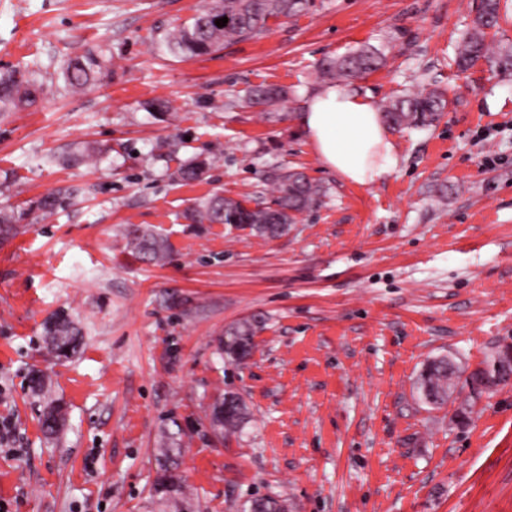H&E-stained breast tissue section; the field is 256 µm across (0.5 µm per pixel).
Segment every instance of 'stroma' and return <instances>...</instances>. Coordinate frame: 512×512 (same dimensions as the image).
<instances>
[{
  "label": "stroma",
  "instance_id": "obj_1",
  "mask_svg": "<svg viewBox=\"0 0 512 512\" xmlns=\"http://www.w3.org/2000/svg\"><path fill=\"white\" fill-rule=\"evenodd\" d=\"M252 38L203 58L174 57L167 33L200 0H0V70L40 65L36 107L0 117V204L23 212L0 240V512H159L154 448L179 428L189 512H240L278 494L288 512H512V383L479 396L464 379L512 344V0L467 71L455 60L481 0H314ZM112 53L104 82L62 79L87 49ZM372 46L377 70L348 84L375 105L445 90L432 126L392 131L396 165L361 186L324 166L304 131L322 59ZM259 84L284 87L274 112L243 107ZM156 99L167 113L150 111ZM101 148L73 163L81 143ZM211 161L206 180L174 171ZM296 168L320 203L269 240L184 212L221 193L272 200ZM81 195L55 214L36 202ZM151 228L165 262L131 254L124 229ZM65 313L74 356L45 350ZM259 320L241 363L225 330ZM459 378L447 404L419 400L427 360ZM42 371L50 394L29 388ZM247 407L242 431L209 413L222 394ZM60 432L39 424L47 400ZM79 192V189L74 187L58 189L40 198L37 203V208L42 211L43 215L53 214L59 208L71 204V202L79 196Z\"/></svg>",
  "mask_w": 512,
  "mask_h": 512
}]
</instances>
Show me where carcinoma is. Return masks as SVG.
<instances>
[{
  "label": "carcinoma",
  "mask_w": 512,
  "mask_h": 512,
  "mask_svg": "<svg viewBox=\"0 0 512 512\" xmlns=\"http://www.w3.org/2000/svg\"><path fill=\"white\" fill-rule=\"evenodd\" d=\"M314 0H204L190 22L174 29L167 36V47L176 57H202L221 50L224 43L241 41L264 30L271 19L291 18L304 14ZM499 0H482L474 26L464 36L457 56V66L465 70L487 52L484 29L497 22ZM226 17V26L219 27L216 20ZM381 63L378 52L361 49L344 57L330 58L318 67V79L344 81L373 71ZM112 56L101 47L90 49L71 60L62 73L72 88L94 86L111 74ZM41 69L7 70L0 72V112H14L35 106L43 91ZM287 96L279 86L260 84L252 88L245 105L263 111L278 104ZM448 105L443 93L430 90L425 94L399 96L382 108L384 121L393 128L425 127L436 122ZM208 162L195 160L181 166L177 177L184 183L205 179ZM322 194L321 187L304 173L285 170L277 177L276 196L265 206L254 208L243 202L214 194L189 210L186 219L192 224H229L247 229L250 234L263 238H277L288 231L296 215L312 208ZM79 196V189L64 187L51 192L37 203L45 215L71 204ZM23 214L9 209L0 210V236H14ZM128 246L140 258L162 260L168 253V244L154 231L137 225L126 228ZM47 348L57 359H67L80 348L79 332L64 314L54 316L47 324ZM255 323L246 321L232 328L220 340L219 350L231 360L245 358L251 349ZM416 389L421 400L435 398L434 405L448 402V357L428 361L421 370ZM245 405L236 395L227 394L215 400L211 408V424L219 429H236L245 419ZM63 421L58 405H49L40 419L47 434L55 433ZM181 448L173 433H167L156 449L157 478L153 496L162 512H184L187 503L186 488L175 470L178 468ZM242 512H288L286 500L270 495L250 498Z\"/></svg>",
  "instance_id": "1"
}]
</instances>
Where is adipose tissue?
<instances>
[{
  "mask_svg": "<svg viewBox=\"0 0 512 512\" xmlns=\"http://www.w3.org/2000/svg\"><path fill=\"white\" fill-rule=\"evenodd\" d=\"M301 123L320 161L348 182L373 184L395 166V144L371 98L326 86L309 97Z\"/></svg>",
  "mask_w": 512,
  "mask_h": 512,
  "instance_id": "obj_1",
  "label": "adipose tissue"
}]
</instances>
